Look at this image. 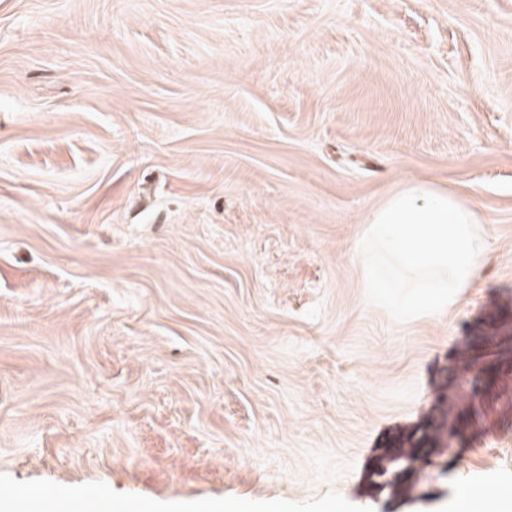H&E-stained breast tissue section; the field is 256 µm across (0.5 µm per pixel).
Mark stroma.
<instances>
[{
    "label": "stroma",
    "instance_id": "35a3bbf8",
    "mask_svg": "<svg viewBox=\"0 0 512 512\" xmlns=\"http://www.w3.org/2000/svg\"><path fill=\"white\" fill-rule=\"evenodd\" d=\"M427 179L490 259L448 312L362 287ZM445 420L409 501L370 488ZM512 486V0H0V512H454ZM483 488H467L460 494L455 512H490Z\"/></svg>",
    "mask_w": 512,
    "mask_h": 512
}]
</instances>
